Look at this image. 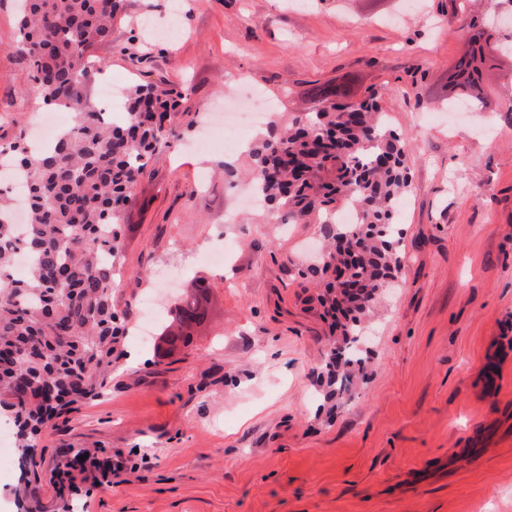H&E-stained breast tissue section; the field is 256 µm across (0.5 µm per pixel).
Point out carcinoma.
<instances>
[{"label": "carcinoma", "instance_id": "cac0c4a2", "mask_svg": "<svg viewBox=\"0 0 512 512\" xmlns=\"http://www.w3.org/2000/svg\"><path fill=\"white\" fill-rule=\"evenodd\" d=\"M122 0H19L15 49L25 61L36 100L72 114L53 148L34 149L22 134L0 145L12 175L27 181L30 221L23 231L3 219L10 197L0 192V409L13 421L22 469L36 466L38 432L72 405L95 400L112 381L123 356L124 317L112 307V255L122 241L119 210L135 183L165 146L164 120L178 107L163 84L134 85L127 117L114 123L93 101L89 86L99 71L85 61L112 36ZM496 42L481 28L453 65L474 84L470 98L445 104L490 108L483 76L495 61ZM321 107L292 126H272L252 149L251 178L264 202L300 224H320L333 249L322 267L323 299L336 301V348L328 374L341 363L340 399L363 372L356 358L361 317L401 269L392 217L409 188L407 143L388 123L379 95L354 98L351 81L311 88ZM351 204L356 224L328 220ZM31 256L26 277L12 276L13 256ZM176 329L162 333L187 344L189 329L206 319L196 297L174 303ZM24 512H45L28 484L15 489Z\"/></svg>", "mask_w": 512, "mask_h": 512}]
</instances>
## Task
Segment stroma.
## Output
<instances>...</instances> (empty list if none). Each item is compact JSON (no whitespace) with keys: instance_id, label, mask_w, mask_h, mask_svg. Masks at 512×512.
Masks as SVG:
<instances>
[{"instance_id":"obj_1","label":"stroma","mask_w":512,"mask_h":512,"mask_svg":"<svg viewBox=\"0 0 512 512\" xmlns=\"http://www.w3.org/2000/svg\"><path fill=\"white\" fill-rule=\"evenodd\" d=\"M512 22L499 0H123L94 58L103 79L181 92L173 133L121 216L112 301L128 324L157 271L189 263L214 285L211 317L167 353L123 340L100 398L57 418L35 450L45 506L72 512H512V54L488 77L496 112L447 117L429 101L462 53L465 27ZM15 0H0V143L40 111L26 99ZM350 76L384 95L410 143L411 187L394 231L404 266L364 322L366 376L339 402L321 367L336 339L314 277L320 225L265 209L224 221L244 188L224 172L250 159L198 143L241 82L291 122L313 86ZM228 250V275L203 251ZM0 512H20L13 432L0 437ZM78 448L123 468L102 485L57 470Z\"/></svg>"}]
</instances>
